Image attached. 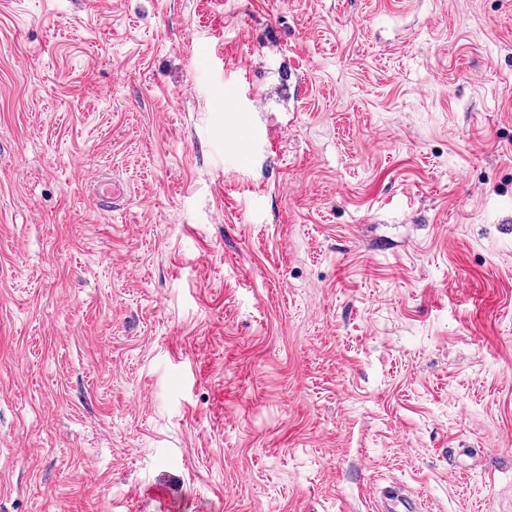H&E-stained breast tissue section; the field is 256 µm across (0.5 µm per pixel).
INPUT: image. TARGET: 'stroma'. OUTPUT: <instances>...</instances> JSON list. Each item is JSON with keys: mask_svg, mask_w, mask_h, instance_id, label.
<instances>
[{"mask_svg": "<svg viewBox=\"0 0 512 512\" xmlns=\"http://www.w3.org/2000/svg\"><path fill=\"white\" fill-rule=\"evenodd\" d=\"M388 486L512 512V0H0V512ZM92 199L97 204L99 198L109 197L116 199L117 197H123L125 195L124 188L116 181H112V178L99 175L92 182Z\"/></svg>", "mask_w": 512, "mask_h": 512, "instance_id": "1", "label": "stroma"}]
</instances>
